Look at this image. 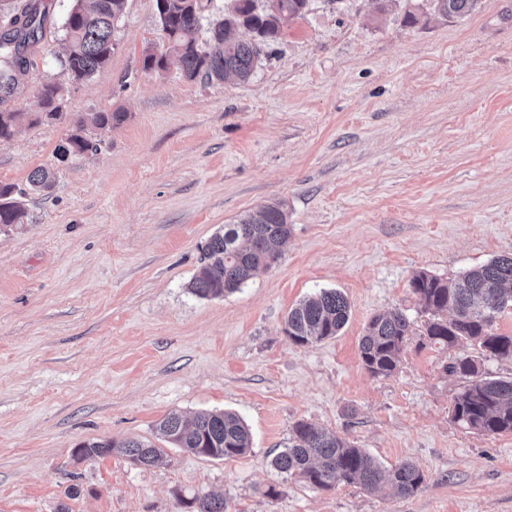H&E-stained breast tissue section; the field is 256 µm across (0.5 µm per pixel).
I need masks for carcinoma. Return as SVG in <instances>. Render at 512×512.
Instances as JSON below:
<instances>
[{
  "label": "carcinoma",
  "instance_id": "carcinoma-1",
  "mask_svg": "<svg viewBox=\"0 0 512 512\" xmlns=\"http://www.w3.org/2000/svg\"><path fill=\"white\" fill-rule=\"evenodd\" d=\"M126 0H74L60 26L65 54L60 60L64 75L86 81L103 69L112 56L115 22L125 9ZM434 12L444 18L469 14L477 0H432ZM308 0H271L262 9L256 0H233L222 17L209 23V38L199 40L202 28V0H156L166 50L160 54L147 49L143 69L164 71L174 63L187 80L199 77L223 80L233 77L248 81L261 56V48L276 40L286 17L302 15ZM0 99L11 96L26 75L29 59L25 51L36 41L45 13L40 0L18 4L0 0ZM240 20L250 26L251 38L240 40L232 24ZM61 85L50 82L39 97L40 114L55 119L61 113ZM21 113L0 111V141L11 139ZM126 113L95 112V127L118 125ZM93 148L80 133H73L58 146L57 157H70ZM31 189L50 186L51 174L35 169L28 177ZM14 187L0 185V226L23 223L25 213L13 197ZM290 235L284 205L271 202L253 213L226 224L205 246L203 265L190 281V292L199 298H216L233 293L271 268L282 255ZM425 310L431 315L425 329L427 340L447 349L462 341L478 344L491 358L512 360V336L493 330L496 314L512 307V256L496 257L467 270L451 282L425 272L410 281ZM350 305L337 289H322L299 301L288 312L284 333L295 345L306 346L337 336L349 319ZM411 333V322L400 309L370 319L359 341L363 367L374 377H387L397 368L400 354ZM449 374L470 378L454 398L453 420L485 434L512 432V379L479 375L477 362L458 354L445 366ZM157 434L167 443L193 454L223 459L244 454L252 445L245 422L228 411H203L191 420L171 413L158 423ZM118 453L132 463L155 465L162 449L136 438L83 442L76 454L83 459ZM271 466L279 473L307 484L329 489L336 481L358 483L371 491L390 489L400 498L414 495L424 477L411 462H402L383 471L374 459L341 435L298 421L291 430L284 450L275 454ZM192 512H226L224 500L208 496L185 502Z\"/></svg>",
  "mask_w": 512,
  "mask_h": 512
}]
</instances>
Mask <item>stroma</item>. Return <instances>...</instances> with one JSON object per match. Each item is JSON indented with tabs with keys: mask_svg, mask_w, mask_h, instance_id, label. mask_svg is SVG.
Wrapping results in <instances>:
<instances>
[{
	"mask_svg": "<svg viewBox=\"0 0 512 512\" xmlns=\"http://www.w3.org/2000/svg\"><path fill=\"white\" fill-rule=\"evenodd\" d=\"M43 2L32 73L0 103L28 115L0 142V184L21 189L26 213L0 231V512H186L202 495L228 512H512V433L455 422L467 380L444 370L459 352L510 379L512 361L429 344L410 286L512 254V0L461 18L431 0H309L246 82L143 70L162 44L155 0H126L109 63L81 83L59 68L72 0ZM50 81L63 112L31 120ZM117 108L123 123L57 160L79 121ZM38 167L50 189H30ZM273 201L291 226L279 261L236 292L191 294L211 236ZM323 289L348 298L347 324L293 344L289 309ZM395 308L413 334L396 371L374 377L359 340ZM215 410L242 417L250 451L168 445L151 467L75 454ZM298 421L383 467L414 463L422 486L399 498L278 474L269 462Z\"/></svg>",
	"mask_w": 512,
	"mask_h": 512,
	"instance_id": "obj_1",
	"label": "stroma"
}]
</instances>
